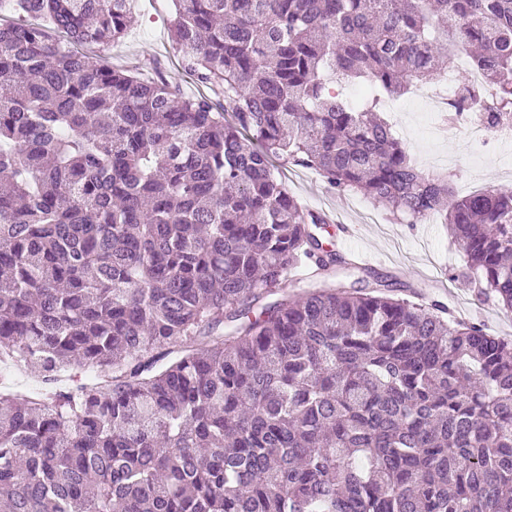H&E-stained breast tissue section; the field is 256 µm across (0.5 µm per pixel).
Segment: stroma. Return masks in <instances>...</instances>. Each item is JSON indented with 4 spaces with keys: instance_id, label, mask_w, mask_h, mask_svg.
I'll return each mask as SVG.
<instances>
[{
    "instance_id": "35a3bbf8",
    "label": "stroma",
    "mask_w": 512,
    "mask_h": 512,
    "mask_svg": "<svg viewBox=\"0 0 512 512\" xmlns=\"http://www.w3.org/2000/svg\"><path fill=\"white\" fill-rule=\"evenodd\" d=\"M173 14L172 0H135L124 38L114 45H88L84 51L114 67L163 79L184 94H195L197 85L183 67L182 51L171 39ZM378 109L418 166H425L432 155L449 162L447 175L456 197L512 186V143L485 147L481 165L474 167L469 163L472 147L463 134L438 137L432 123L389 111L383 101ZM278 172L304 209L327 216L324 228L317 231L323 244L333 249L345 245L368 260L373 270L409 282L427 300L444 303L457 319L482 324L491 336L512 342V314L504 313L493 297L481 295L478 283L463 277V256L446 225L437 221L401 224L361 193L331 191L316 171L288 164L279 166ZM342 223L354 228L346 241L340 238Z\"/></svg>"
}]
</instances>
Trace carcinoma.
Here are the masks:
<instances>
[{"label": "carcinoma", "instance_id": "1", "mask_svg": "<svg viewBox=\"0 0 512 512\" xmlns=\"http://www.w3.org/2000/svg\"><path fill=\"white\" fill-rule=\"evenodd\" d=\"M0 512H512V347L401 284L340 275L274 161L438 217L512 313V188L452 198L378 96L452 66L512 126V0H173L185 96L108 44L133 0H0ZM337 282L261 303L292 268ZM90 377L70 385L65 374Z\"/></svg>", "mask_w": 512, "mask_h": 512}]
</instances>
